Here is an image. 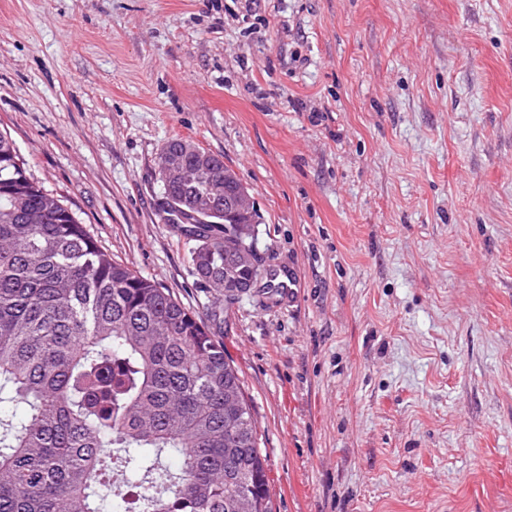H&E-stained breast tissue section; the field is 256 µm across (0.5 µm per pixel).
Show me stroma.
<instances>
[{"label": "stroma", "instance_id": "35a3bbf8", "mask_svg": "<svg viewBox=\"0 0 512 512\" xmlns=\"http://www.w3.org/2000/svg\"><path fill=\"white\" fill-rule=\"evenodd\" d=\"M1 130L199 313L159 153L247 187L265 274L211 329L271 512H512V0H0Z\"/></svg>", "mask_w": 512, "mask_h": 512}]
</instances>
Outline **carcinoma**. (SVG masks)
Wrapping results in <instances>:
<instances>
[{"mask_svg":"<svg viewBox=\"0 0 512 512\" xmlns=\"http://www.w3.org/2000/svg\"><path fill=\"white\" fill-rule=\"evenodd\" d=\"M192 185L162 184L168 223L196 241L200 282L221 292L262 277H229L224 243L255 250L259 216L226 218L230 185L212 154ZM216 195L206 220L184 210ZM216 312L185 307L112 254L69 207L36 183L0 131V512H104L123 482L119 512H270L257 422L239 372L211 332ZM239 428L224 432V399ZM166 450L181 464L161 462Z\"/></svg>","mask_w":512,"mask_h":512,"instance_id":"carcinoma-1","label":"carcinoma"}]
</instances>
